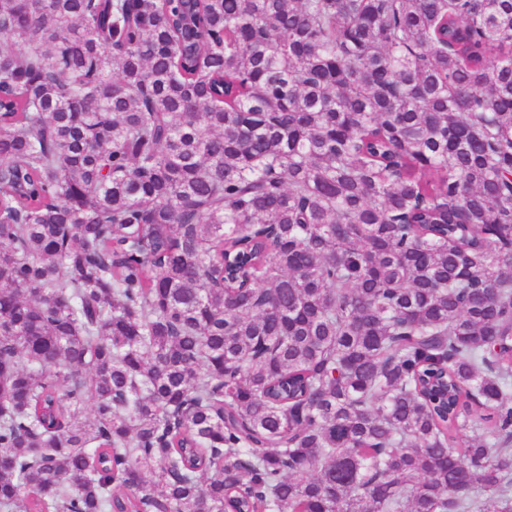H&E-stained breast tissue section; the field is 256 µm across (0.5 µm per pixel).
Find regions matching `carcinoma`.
Masks as SVG:
<instances>
[{
	"mask_svg": "<svg viewBox=\"0 0 512 512\" xmlns=\"http://www.w3.org/2000/svg\"><path fill=\"white\" fill-rule=\"evenodd\" d=\"M197 2L0 0V512H512V0Z\"/></svg>",
	"mask_w": 512,
	"mask_h": 512,
	"instance_id": "obj_1",
	"label": "carcinoma"
}]
</instances>
